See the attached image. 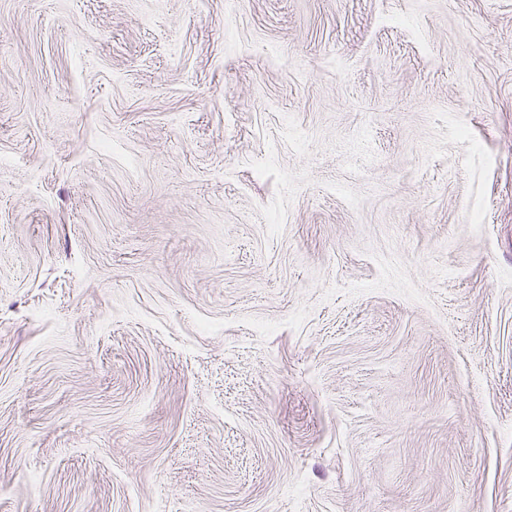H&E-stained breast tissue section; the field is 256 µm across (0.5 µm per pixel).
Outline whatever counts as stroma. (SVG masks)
I'll return each instance as SVG.
<instances>
[{
	"label": "stroma",
	"instance_id": "obj_1",
	"mask_svg": "<svg viewBox=\"0 0 512 512\" xmlns=\"http://www.w3.org/2000/svg\"><path fill=\"white\" fill-rule=\"evenodd\" d=\"M512 512V0H0V512Z\"/></svg>",
	"mask_w": 512,
	"mask_h": 512
}]
</instances>
